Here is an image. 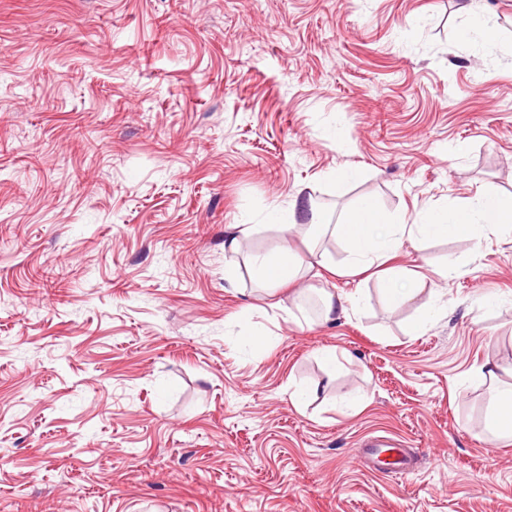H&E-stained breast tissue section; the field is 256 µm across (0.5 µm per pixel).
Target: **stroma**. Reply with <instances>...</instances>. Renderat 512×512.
Instances as JSON below:
<instances>
[{
	"instance_id": "obj_1",
	"label": "stroma",
	"mask_w": 512,
	"mask_h": 512,
	"mask_svg": "<svg viewBox=\"0 0 512 512\" xmlns=\"http://www.w3.org/2000/svg\"><path fill=\"white\" fill-rule=\"evenodd\" d=\"M486 190L512 196V0H0V512H512L474 376L512 364V235L404 244L398 304L330 235L331 272L224 279L229 224L306 256L263 221L295 193L334 224ZM323 289L353 309L309 315ZM385 295L395 302L404 301L417 293L418 288H412L414 273L403 268H391L384 278Z\"/></svg>"
}]
</instances>
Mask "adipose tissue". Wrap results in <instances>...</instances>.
<instances>
[{
  "label": "adipose tissue",
  "instance_id": "obj_1",
  "mask_svg": "<svg viewBox=\"0 0 512 512\" xmlns=\"http://www.w3.org/2000/svg\"><path fill=\"white\" fill-rule=\"evenodd\" d=\"M308 224H301V217ZM270 223L282 231L301 228L310 247L308 259H301L290 249L277 248L251 255L260 285L267 290L280 288L296 281L305 271L325 267L326 256L317 243L324 232H332L347 248L348 268L358 272L370 268L375 261L389 259L404 242L429 237L478 238L484 232H500L512 224V198L505 199L491 192H482L465 205L456 208H430L421 212L418 221L387 222L379 208L370 199L360 200L345 218L333 227H325L313 203L301 195H294L287 208L273 207L267 215ZM481 379L489 380L491 387L485 410V428L496 439L512 438V380L503 382L494 370L481 372Z\"/></svg>",
  "mask_w": 512,
  "mask_h": 512
}]
</instances>
